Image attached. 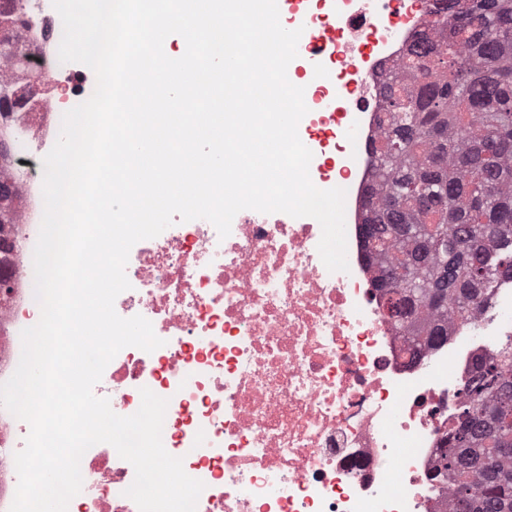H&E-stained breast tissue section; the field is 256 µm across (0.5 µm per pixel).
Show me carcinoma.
Wrapping results in <instances>:
<instances>
[{"label": "carcinoma", "instance_id": "1", "mask_svg": "<svg viewBox=\"0 0 512 512\" xmlns=\"http://www.w3.org/2000/svg\"><path fill=\"white\" fill-rule=\"evenodd\" d=\"M0 12V70L18 79L20 0ZM388 125L373 148L377 187L363 231L376 288L394 325L432 347L448 319L470 318L502 279L512 280V0H453L411 43L382 92ZM499 144L490 155L483 151ZM0 240L14 236L19 186L0 185ZM454 502L512 512V338L481 362L435 464Z\"/></svg>", "mask_w": 512, "mask_h": 512}]
</instances>
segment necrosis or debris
I'll return each mask as SVG.
<instances>
[{"mask_svg":"<svg viewBox=\"0 0 512 512\" xmlns=\"http://www.w3.org/2000/svg\"><path fill=\"white\" fill-rule=\"evenodd\" d=\"M330 79L312 78L303 121L323 153L317 182L346 191L345 272L329 271L311 217L240 211L220 238L207 220L175 222L129 255L130 289L121 317L148 319L162 347L122 349L95 389L113 411L134 414L141 388L166 398L162 441L201 480L196 512H448L433 479L441 441L487 340L512 330V289H497L474 320L454 321L448 339L413 356L387 317L366 253L364 203L375 185L371 144L387 125L384 84L442 0H342ZM20 53L45 69L37 88L0 85L13 112L0 117L22 192L14 285L0 307V382L15 372L20 333L41 316L29 257L39 235L41 184L32 165L54 146L56 115L73 88L55 69L56 21L48 0H25ZM393 18L381 45L370 33ZM369 59L361 70L352 60ZM361 124L351 134L349 120ZM26 422L0 407V512H9L18 476L14 455ZM79 512H138L125 494L133 466L106 443L80 463Z\"/></svg>","mask_w":512,"mask_h":512,"instance_id":"4bbe7bcc","label":"necrosis or debris"}]
</instances>
